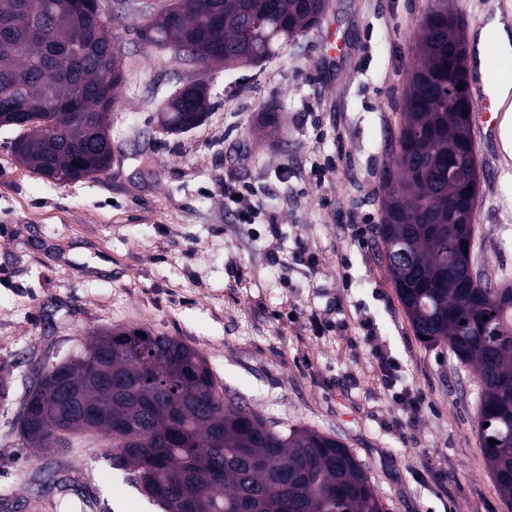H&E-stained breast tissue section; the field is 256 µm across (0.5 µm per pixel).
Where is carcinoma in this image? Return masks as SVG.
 Here are the masks:
<instances>
[{
  "label": "carcinoma",
  "mask_w": 512,
  "mask_h": 512,
  "mask_svg": "<svg viewBox=\"0 0 512 512\" xmlns=\"http://www.w3.org/2000/svg\"><path fill=\"white\" fill-rule=\"evenodd\" d=\"M77 0H0V127L22 132L17 158L51 181L96 179L112 162V110L124 84L118 14ZM327 0H171L145 5L141 35L189 62L270 59L318 26ZM463 24L434 0L404 89L394 165L382 171L378 234L414 334L444 345L481 387L480 447L512 509V288L471 276L479 175L467 176L472 96ZM466 93L456 100L457 86ZM168 107L182 133L208 110L191 82ZM42 104L40 112L30 105ZM106 413L112 469L162 512H385L370 477L338 439L224 401L204 356L143 327L92 331L56 367L43 363L18 417L29 448L65 428L88 431L84 407ZM489 426H484V423ZM498 441L492 446L488 439Z\"/></svg>",
  "instance_id": "obj_1"
}]
</instances>
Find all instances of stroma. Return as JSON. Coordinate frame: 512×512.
Returning <instances> with one entry per match:
<instances>
[{"label": "stroma", "mask_w": 512, "mask_h": 512, "mask_svg": "<svg viewBox=\"0 0 512 512\" xmlns=\"http://www.w3.org/2000/svg\"><path fill=\"white\" fill-rule=\"evenodd\" d=\"M98 2L126 15L109 172L55 184L17 160L16 130L0 129V512H160L113 470L103 435L43 452L17 434L37 363L116 325L182 339L226 401L343 442L387 512H512L481 452L476 378L446 346L417 339L379 245L350 230L353 217L380 222L430 0H329L320 27L279 57L204 74L142 38L131 0ZM201 74L205 120L169 133L161 104ZM272 99L274 130L261 125ZM475 145L472 265L512 287V155L498 139ZM228 183L252 187L253 223L225 210ZM378 349L397 362L396 383ZM402 390L420 410L400 404ZM65 475L80 482L63 492Z\"/></svg>", "instance_id": "35a3bbf8"}]
</instances>
